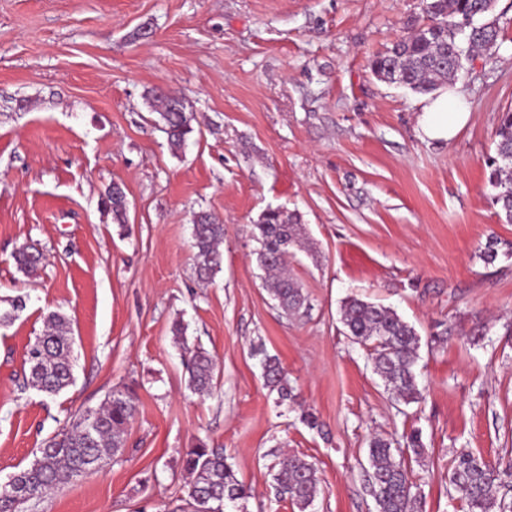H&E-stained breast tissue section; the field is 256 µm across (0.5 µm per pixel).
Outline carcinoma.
Wrapping results in <instances>:
<instances>
[{
	"label": "carcinoma",
	"instance_id": "1",
	"mask_svg": "<svg viewBox=\"0 0 512 512\" xmlns=\"http://www.w3.org/2000/svg\"><path fill=\"white\" fill-rule=\"evenodd\" d=\"M484 0H425V13L430 25L394 42L385 52L370 61L375 75L389 74L388 67L401 78V85L416 92L430 93L454 79L457 70L450 63L457 37L453 24L462 16L484 14ZM499 29L496 25L479 23L471 36V49L490 50L498 47ZM158 114L169 144L176 150L185 147L194 132L195 116L185 111L182 101L159 94ZM495 155L487 160L488 180L496 190L494 202L499 206L497 216L504 224H512V110L504 111L495 131ZM106 207L113 219L127 221V203L124 192L107 191ZM303 225L296 214L286 209H268L252 225V237L259 244L257 263L265 273L269 294L283 312L295 316L307 305L301 284L286 269L290 249L301 243ZM194 265L200 280L208 282L222 270L224 225L207 212H198L192 224ZM21 272H37L43 254L31 246L20 248L15 256ZM24 308L21 299L9 302V308L0 309V327L9 326ZM341 322L353 342L368 349L375 372L406 404L418 403L423 395L418 387L416 365L419 358L420 337L414 326L403 320L394 310L348 297L342 302ZM46 328L27 351L28 385L48 395L57 396L73 382L71 361V327L67 318L50 312L45 318ZM174 336L184 350L190 353L189 387L204 395L213 390L215 363L201 347L190 348L183 328H174ZM263 376L268 387L277 392L281 401L291 396L283 368L276 358L264 356ZM135 413L132 393L116 389L106 398V404L94 411L92 418L86 412L74 415L70 426L52 437L39 450L26 468L15 473L21 498L0 491V512H18L19 506L41 499L48 492L77 477L86 475L105 459L116 456L125 446L124 434ZM419 455L423 449L420 434L406 436V448H392V442L375 437L368 447V461L372 473L369 492L376 512H421L420 497L414 488L406 462V450ZM189 475L186 506L178 512H224L226 502L246 496L245 486L236 478L224 458V449L210 448L200 442L190 449L185 459ZM508 471L496 463L474 455L459 452L449 476L452 489L465 500L468 512H503L497 502L495 487L502 484ZM276 491L290 499L300 512L313 503L320 493L314 465L297 456L288 458L274 477Z\"/></svg>",
	"mask_w": 512,
	"mask_h": 512
}]
</instances>
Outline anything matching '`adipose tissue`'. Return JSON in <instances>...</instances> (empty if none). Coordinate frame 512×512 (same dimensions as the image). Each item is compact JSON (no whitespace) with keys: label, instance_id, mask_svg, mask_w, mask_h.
<instances>
[{"label":"adipose tissue","instance_id":"1","mask_svg":"<svg viewBox=\"0 0 512 512\" xmlns=\"http://www.w3.org/2000/svg\"><path fill=\"white\" fill-rule=\"evenodd\" d=\"M471 118L465 93L456 86L439 89L423 106L419 124L423 135L431 140L448 141Z\"/></svg>","mask_w":512,"mask_h":512}]
</instances>
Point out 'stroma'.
Here are the masks:
<instances>
[{
  "mask_svg": "<svg viewBox=\"0 0 512 512\" xmlns=\"http://www.w3.org/2000/svg\"><path fill=\"white\" fill-rule=\"evenodd\" d=\"M499 50L455 77L469 123L422 138L425 95L368 63L425 24L423 0H0V483L80 410L128 388L136 412L121 455L27 512H167L186 496L184 457L223 449L247 495L226 512H298L273 475L316 468L308 512H375L367 449L403 447L423 512H467L449 495L457 451L512 465V224L500 223L486 162L512 106V0H497ZM180 97L197 123L173 151L152 102ZM119 184L126 224L102 203ZM298 213L307 246L289 259L309 308L286 316L258 268L251 226ZM224 224L210 284L191 225ZM499 240L495 262L480 252ZM36 245L37 276L15 252ZM349 296L395 310L421 337L420 403L385 390L340 322ZM57 311L72 322L76 380L54 398L25 385L30 343ZM189 344L218 365L211 395L188 387ZM455 326L457 334L436 341ZM294 389L279 400L262 355Z\"/></svg>",
  "mask_w": 512,
  "mask_h": 512,
  "instance_id": "35a3bbf8",
  "label": "stroma"
}]
</instances>
